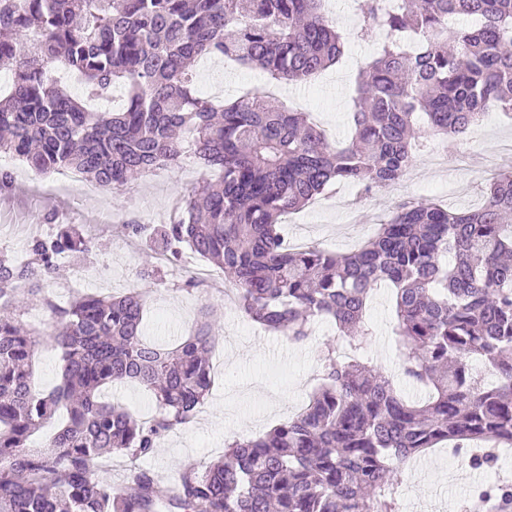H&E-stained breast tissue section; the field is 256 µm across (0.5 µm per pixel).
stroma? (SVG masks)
<instances>
[{
	"instance_id": "35a3bbf8",
	"label": "stroma",
	"mask_w": 512,
	"mask_h": 512,
	"mask_svg": "<svg viewBox=\"0 0 512 512\" xmlns=\"http://www.w3.org/2000/svg\"><path fill=\"white\" fill-rule=\"evenodd\" d=\"M331 8L350 41L345 56L334 70L317 79L288 83L276 92L277 103L313 113L329 140L343 139L357 96V78L381 50L385 34L376 29L365 37H353L360 18L351 0H332ZM212 69L197 66V86L212 82L223 85L219 102L232 100L246 89L267 90L272 82L257 68L243 67L214 58ZM512 147V119L497 115L493 122H479L470 132L448 144V164L437 167L418 156L405 179L364 198L350 186L332 185L315 201L282 219L286 235L337 252H349L371 236L377 221L407 198H435L455 208L482 204L481 193L491 173L482 157ZM0 166L14 174V188L0 195V249L25 259L28 242L50 234V225L39 222L47 212H57L62 224L76 225L91 236L96 247L88 256L65 258L64 274L50 288L56 302L65 303L77 291L119 296L142 285L141 272L154 264L148 237L128 236V224H165L175 206L195 185L211 179L200 164L160 167L122 191L96 189L86 193L56 188L59 174L41 175L27 169L9 155H0ZM202 277V284L182 288L185 270ZM220 271L204 259L192 258L188 265H170L162 282L154 284L145 308L144 335L148 340L172 342L188 335L200 307L214 311L220 331L213 352V385L193 423L168 433L143 466L171 489L182 464L193 460L207 463L223 455L227 442L241 436L266 433L298 413L316 387L320 371L318 355L336 343L331 321H318L303 343L266 332L237 311L232 294L219 291ZM24 321L40 331L33 358L35 385L45 391L55 385L61 362L51 345V320L41 307H27ZM366 321L374 337L367 357L384 371L399 377L401 349L395 340V309L390 289L379 288L372 299ZM471 450L461 451L457 469H449L442 449L431 448L402 466L403 478L394 487L399 512H465L481 489L505 479L512 484V447L495 455L493 467L472 465Z\"/></svg>"
}]
</instances>
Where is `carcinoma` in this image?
I'll use <instances>...</instances> for the list:
<instances>
[{
	"label": "carcinoma",
	"mask_w": 512,
	"mask_h": 512,
	"mask_svg": "<svg viewBox=\"0 0 512 512\" xmlns=\"http://www.w3.org/2000/svg\"><path fill=\"white\" fill-rule=\"evenodd\" d=\"M365 34L410 33L359 74L353 134L329 143L310 113L273 110L246 92L216 104L198 95L192 63L220 55L302 81L338 62L343 36L326 0H0V153L33 170H71L119 190L191 153L219 178L189 191L177 216L152 230L159 278L188 249L222 268L239 310L265 330L305 341L328 319L346 348L322 352L321 383L295 417L236 439L222 458L189 463L163 494L142 466L167 433L188 426L212 385L219 324L202 310L194 333L148 343L141 326L150 289L121 297L75 293L63 305L49 283L68 252L94 243L70 224L36 237L19 261L0 250V512H396L400 465L441 442L512 445V168L493 177L475 210L402 200L358 250L288 244L280 217L334 183L369 195L405 176L422 138L462 136L491 105L512 111V0H355ZM472 17L471 30L449 20ZM59 66L83 83L73 97ZM124 86L120 112L91 102ZM396 294L394 335L405 378L427 389L406 399L366 358L372 291ZM53 319L61 380L35 391L39 332L24 304ZM147 388L146 420L100 397L115 382ZM42 448L29 438L59 415ZM127 462L126 488L95 474Z\"/></svg>",
	"instance_id": "cac0c4a2"
}]
</instances>
